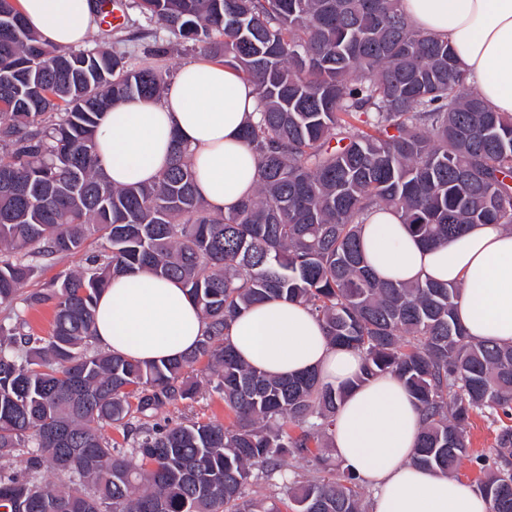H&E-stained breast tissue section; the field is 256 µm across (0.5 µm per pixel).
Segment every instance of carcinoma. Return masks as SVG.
Segmentation results:
<instances>
[{"mask_svg":"<svg viewBox=\"0 0 512 512\" xmlns=\"http://www.w3.org/2000/svg\"><path fill=\"white\" fill-rule=\"evenodd\" d=\"M141 38L190 43L251 80L259 95L244 138L254 193L228 213L196 194L186 147L152 184L112 187L96 131L128 98L156 99L167 75L106 49L46 47L0 0V512H367L349 469L319 449L345 388L314 372L266 377L224 339L232 320L269 301L309 306L333 345L364 357L358 381L398 376L423 424L412 461L441 474L471 456L470 416L512 419V345L472 339L459 288L379 277L361 243L363 216L390 208L426 245L471 224L512 227V114L470 91L448 42L417 30L401 0H136ZM365 127H360L357 122ZM80 272L23 291L38 265L85 250ZM147 267L180 280L205 329L159 363L105 351L97 297ZM22 310H17V305ZM50 306L49 336L22 311ZM201 372L232 422H160L193 399ZM123 429L124 448L104 434ZM493 458L476 457L490 512H512V425ZM311 456L298 475L285 457ZM65 476L56 484L45 473Z\"/></svg>","mask_w":512,"mask_h":512,"instance_id":"1","label":"carcinoma"}]
</instances>
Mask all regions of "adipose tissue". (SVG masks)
Listing matches in <instances>:
<instances>
[{"label":"adipose tissue","mask_w":512,"mask_h":512,"mask_svg":"<svg viewBox=\"0 0 512 512\" xmlns=\"http://www.w3.org/2000/svg\"><path fill=\"white\" fill-rule=\"evenodd\" d=\"M19 6L51 47L81 44L94 26L90 0H19ZM402 8L416 28L447 40L493 111L512 113V0H402ZM257 106L255 85L234 69L209 60L185 64L160 100H125L106 112L96 132L99 167L113 186L149 184L181 141L191 151L198 195L212 211H230L257 184V160L242 138ZM362 242L380 277L457 285L456 314L468 335L512 344V230L474 224L430 247L398 213L375 208L364 216ZM203 330L187 288L147 269L112 280L94 315L98 345L138 361L179 357ZM227 341L265 375L313 371L323 384L345 387L332 445L344 466L373 488L372 512H488L472 484L412 463L421 427L415 399L394 375L361 380V355L330 344L303 303L252 306L232 322Z\"/></svg>","instance_id":"adipose-tissue-1"}]
</instances>
